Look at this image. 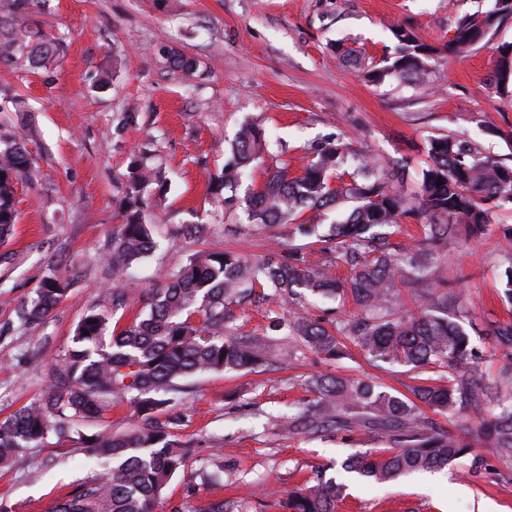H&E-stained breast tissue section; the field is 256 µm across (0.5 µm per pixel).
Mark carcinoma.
Listing matches in <instances>:
<instances>
[{
    "label": "carcinoma",
    "mask_w": 512,
    "mask_h": 512,
    "mask_svg": "<svg viewBox=\"0 0 512 512\" xmlns=\"http://www.w3.org/2000/svg\"><path fill=\"white\" fill-rule=\"evenodd\" d=\"M37 0H11V17L0 24V60L16 67L40 68L53 62L55 42L26 23ZM512 4L463 18L446 48L455 55L484 40ZM396 41L393 61L367 70L373 81L397 76L418 81L436 48L407 26L391 29ZM492 86L512 95V42L495 47ZM172 69L188 76L195 62L169 55ZM267 143L263 129L241 128L231 158L221 174L208 176L224 206L237 204L236 190ZM296 172L280 167L245 200L255 227L283 228L282 243L260 260L229 250L190 254L174 272H166L141 300L147 312L118 328L100 310L88 309L77 323L53 383L32 402L0 420V466L40 447L49 436H78L85 451L105 469L73 491L54 512H154L171 478L187 463L186 452L170 439L156 413L180 392L181 381L215 370L257 371L264 348L257 339L234 333L231 306L260 303L278 296L288 303V318H275L270 329L296 337L308 349L334 359L352 342L373 362L408 366L417 372L411 396L392 393L381 384L355 377L320 376L309 384L313 398L308 415L288 422V432L327 433L364 428L385 435L390 447L365 451L348 465L379 481L414 472L444 469L466 457L471 445L436 430L421 406L450 416L467 414L480 421L475 438L512 461V323L485 329L502 351L497 375L485 381L467 326L472 324L461 295L430 285L428 254L416 245L390 242L393 230L410 217L424 227V242L439 246L465 226L480 237L495 209H512V166L452 136L428 141L427 162L418 191L409 200L402 191L404 168L379 166L360 155V166L345 169L350 156L340 143L326 142L309 152ZM38 174L27 143L0 129V242L19 219L16 184ZM443 184H438V181ZM162 166L136 156L130 163L126 192L119 203L120 225L112 239V273L122 277L157 248L155 225L145 212L170 190ZM350 204L345 218L319 233L314 217ZM312 212L307 217L305 213ZM509 257L500 283L512 302V229L503 232ZM344 265L350 277L336 278ZM413 285L427 295L417 312L394 303L398 285ZM70 284L55 275L43 279L35 297L22 309L28 324L48 318L66 297ZM349 296L356 309L342 326L327 327L304 314L308 296ZM127 402L139 423L102 440L88 441L81 425L99 418L112 402ZM343 487L319 481L288 493L284 512H336Z\"/></svg>",
    "instance_id": "obj_1"
}]
</instances>
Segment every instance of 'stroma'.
Returning a JSON list of instances; mask_svg holds the SVG:
<instances>
[{
	"mask_svg": "<svg viewBox=\"0 0 512 512\" xmlns=\"http://www.w3.org/2000/svg\"><path fill=\"white\" fill-rule=\"evenodd\" d=\"M495 0H40L30 18L61 45L50 68L0 64V122L8 99L21 95L35 117L30 150L39 172L17 185L20 218L0 244V419L40 396L73 329L90 307L118 325L141 304L112 306L116 283L108 263L119 227L118 202L133 152L166 166L168 221L157 226V250L133 272L140 291L156 283L155 268H179L188 253L232 250L264 255L276 227L249 224L244 206L232 213L208 188L220 174L240 127H264L271 143L237 190L245 197L269 170L299 169L308 146L341 139L375 162L405 164L414 190L430 138L451 134L512 165V95L494 92L489 78L495 46L512 42V15L458 57L446 45L462 17L485 13ZM415 29L436 52L424 80L368 82L365 68L392 55L394 25ZM196 63L192 76L173 72L164 51ZM139 123L125 132L123 112ZM203 216L207 235L192 241L179 225ZM512 210H496L474 241L450 239L430 278L462 292L477 329L512 321V302L499 274L506 259L501 232ZM70 291L42 323L22 326L21 306L49 273ZM259 372L217 371L188 378L179 398L160 411L173 437L191 453L158 499L155 512H205L221 500L230 512H281L284 493L335 476L342 462L386 447L364 430L332 437L288 434L289 418L305 414L311 377H368L408 393L406 367L369 362L354 346L328 360L302 345L276 342ZM438 429L471 442L461 463L386 483L349 474L337 512H512V462L475 441L477 422L432 414ZM78 440L49 437L0 469V505L8 512H53L90 478L93 466ZM224 461V481L206 472Z\"/></svg>",
	"mask_w": 512,
	"mask_h": 512,
	"instance_id": "35a3bbf8",
	"label": "stroma"
}]
</instances>
